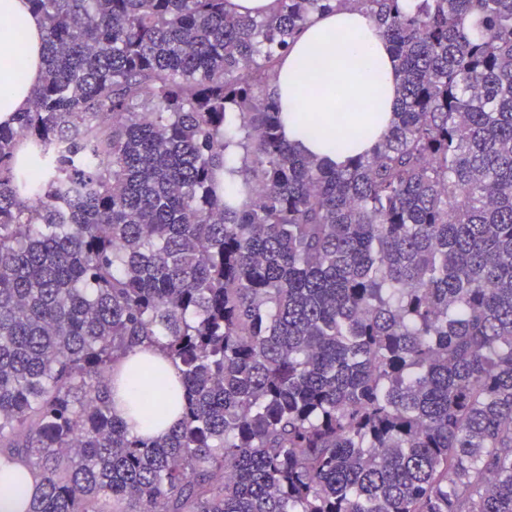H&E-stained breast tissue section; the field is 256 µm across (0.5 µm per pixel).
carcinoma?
<instances>
[{
	"label": "carcinoma",
	"mask_w": 512,
	"mask_h": 512,
	"mask_svg": "<svg viewBox=\"0 0 512 512\" xmlns=\"http://www.w3.org/2000/svg\"><path fill=\"white\" fill-rule=\"evenodd\" d=\"M0 124V460L25 512H512V0H30ZM392 46L339 169L269 92L309 19ZM238 177L224 189V171ZM145 344L138 438L114 366ZM17 61L20 62L17 65ZM43 78V27L27 0H0V122L25 112ZM230 7L238 15L263 16L272 11L274 0H230ZM144 361H151L164 366L170 378H175V376H177L175 366L158 352L153 353L144 351L143 349H135L123 362L116 366L113 372V379H117V381H114L112 384L113 399L115 401L117 415L127 421L128 432L130 435H151L154 437H161L178 423L179 415L177 412L170 410L161 423L148 421L144 418L138 419L136 422H132L129 419L127 408L131 398L133 397V387L132 379L127 378V370L129 367L137 366Z\"/></svg>",
	"instance_id": "carcinoma-1"
}]
</instances>
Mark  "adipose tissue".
<instances>
[{
  "label": "adipose tissue",
  "mask_w": 512,
  "mask_h": 512,
  "mask_svg": "<svg viewBox=\"0 0 512 512\" xmlns=\"http://www.w3.org/2000/svg\"><path fill=\"white\" fill-rule=\"evenodd\" d=\"M43 78V27L28 0H0V122L26 111ZM399 78L392 47L361 11L316 15L291 45L271 90L288 115L286 134L307 155L344 165L370 151L398 107ZM174 365L159 353L134 350L115 368L119 417L133 396L129 367Z\"/></svg>",
  "instance_id": "ef3b65f1"
}]
</instances>
